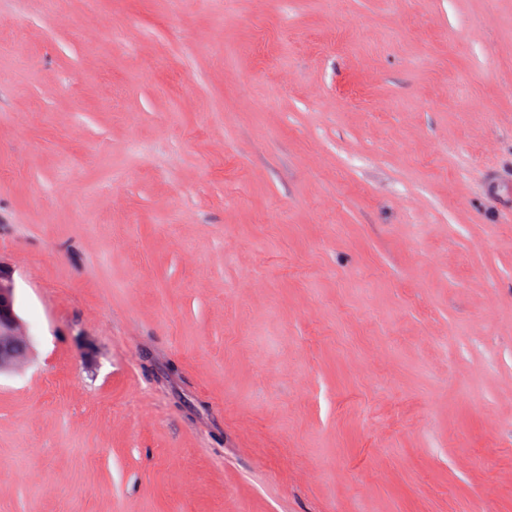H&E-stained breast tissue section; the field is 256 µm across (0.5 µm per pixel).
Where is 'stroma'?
<instances>
[{
	"label": "stroma",
	"instance_id": "35a3bbf8",
	"mask_svg": "<svg viewBox=\"0 0 512 512\" xmlns=\"http://www.w3.org/2000/svg\"><path fill=\"white\" fill-rule=\"evenodd\" d=\"M0 261V512H512V0H0ZM29 336L17 312L13 272L0 261V374L29 359L32 352Z\"/></svg>",
	"mask_w": 512,
	"mask_h": 512
}]
</instances>
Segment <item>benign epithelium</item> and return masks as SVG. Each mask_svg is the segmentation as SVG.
<instances>
[{
    "label": "benign epithelium",
    "instance_id": "benign-epithelium-1",
    "mask_svg": "<svg viewBox=\"0 0 512 512\" xmlns=\"http://www.w3.org/2000/svg\"><path fill=\"white\" fill-rule=\"evenodd\" d=\"M31 352L29 333L17 312L13 272L0 261V373L25 363Z\"/></svg>",
    "mask_w": 512,
    "mask_h": 512
}]
</instances>
